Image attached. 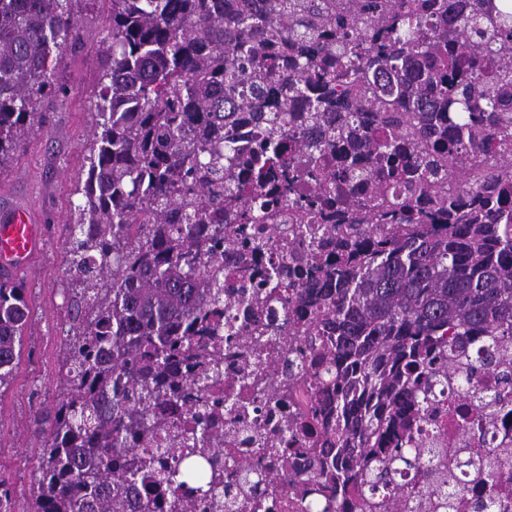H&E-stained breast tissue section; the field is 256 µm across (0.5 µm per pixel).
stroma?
<instances>
[{
	"label": "stroma",
	"mask_w": 512,
	"mask_h": 512,
	"mask_svg": "<svg viewBox=\"0 0 512 512\" xmlns=\"http://www.w3.org/2000/svg\"><path fill=\"white\" fill-rule=\"evenodd\" d=\"M74 18L80 39L68 46L57 71L62 92L49 108L47 124L0 170V206H28L48 229V244L17 274L30 317L22 359L0 392V480L19 499L36 488L38 439L32 419L61 398L60 366L69 329L64 301L71 243L66 231L87 169V139L96 120V84L108 61L111 23L106 0H78Z\"/></svg>",
	"instance_id": "stroma-1"
}]
</instances>
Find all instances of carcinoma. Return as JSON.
Returning <instances> with one entry per match:
<instances>
[{"label": "carcinoma", "instance_id": "carcinoma-1", "mask_svg": "<svg viewBox=\"0 0 512 512\" xmlns=\"http://www.w3.org/2000/svg\"><path fill=\"white\" fill-rule=\"evenodd\" d=\"M77 0H0V169L60 92L65 47L80 39ZM110 66L98 81L87 178L67 224L72 336L63 395L34 416L49 433L39 448L37 489L16 504L0 481V512H137L145 491L177 498L186 483L213 512H228L223 482L207 472L209 375L223 357L200 344L210 307L235 284L200 267L203 246L254 244L276 217L224 166V127L255 113L268 135L250 164L284 157L292 144L311 165L265 171L289 192L297 178L317 193L297 200L298 219L372 196L358 223L332 242H302L291 305L313 304L303 358L314 375L311 407L325 422L322 454L297 479L319 475L372 496L377 512H407L430 479L431 449L410 430L437 384L477 396L455 410L464 433L436 481L456 493L463 463L488 493L512 481L507 453L481 447L483 423L512 402V12L498 0H108ZM426 197L440 223L416 208ZM239 210L227 239L207 224ZM29 320L25 288L0 275V388L21 359ZM482 337L496 358L469 359ZM380 400L370 415L355 393ZM189 404L180 444L150 439ZM280 452L297 454L292 427L274 423ZM467 453L458 462V452Z\"/></svg>", "mask_w": 512, "mask_h": 512}]
</instances>
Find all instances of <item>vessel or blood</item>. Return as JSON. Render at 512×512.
Listing matches in <instances>:
<instances>
[{
    "mask_svg": "<svg viewBox=\"0 0 512 512\" xmlns=\"http://www.w3.org/2000/svg\"><path fill=\"white\" fill-rule=\"evenodd\" d=\"M45 241V227L36 222L28 207L14 206L0 211L1 270H24Z\"/></svg>",
    "mask_w": 512,
    "mask_h": 512,
    "instance_id": "obj_1",
    "label": "vessel or blood"
}]
</instances>
